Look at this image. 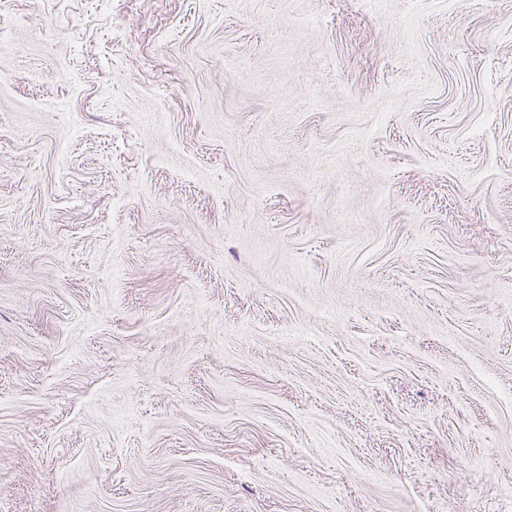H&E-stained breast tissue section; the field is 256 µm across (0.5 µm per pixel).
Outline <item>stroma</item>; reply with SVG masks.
Here are the masks:
<instances>
[{
	"instance_id": "stroma-1",
	"label": "stroma",
	"mask_w": 512,
	"mask_h": 512,
	"mask_svg": "<svg viewBox=\"0 0 512 512\" xmlns=\"http://www.w3.org/2000/svg\"><path fill=\"white\" fill-rule=\"evenodd\" d=\"M0 24V512H512V0Z\"/></svg>"
}]
</instances>
